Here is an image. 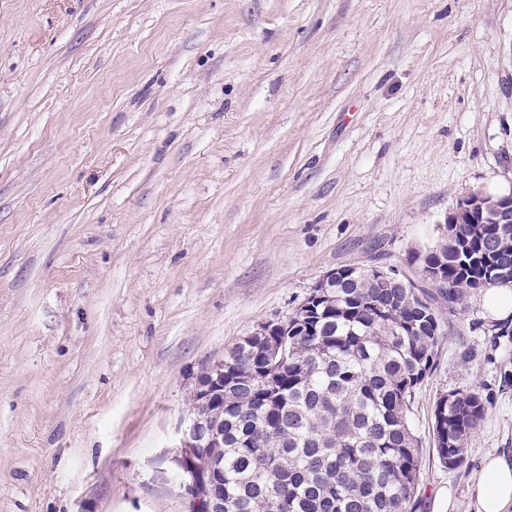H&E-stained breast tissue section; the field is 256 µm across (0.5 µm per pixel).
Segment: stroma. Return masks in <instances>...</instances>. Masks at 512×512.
I'll list each match as a JSON object with an SVG mask.
<instances>
[{
  "label": "stroma",
  "mask_w": 512,
  "mask_h": 512,
  "mask_svg": "<svg viewBox=\"0 0 512 512\" xmlns=\"http://www.w3.org/2000/svg\"><path fill=\"white\" fill-rule=\"evenodd\" d=\"M512 193V0H0V512H188L200 376L327 271L407 268ZM470 290L411 426L412 512L512 456V335ZM487 415L451 471L435 404Z\"/></svg>",
  "instance_id": "obj_1"
}]
</instances>
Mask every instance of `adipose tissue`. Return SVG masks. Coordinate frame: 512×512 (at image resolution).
I'll list each match as a JSON object with an SVG mask.
<instances>
[{
	"label": "adipose tissue",
	"mask_w": 512,
	"mask_h": 512,
	"mask_svg": "<svg viewBox=\"0 0 512 512\" xmlns=\"http://www.w3.org/2000/svg\"><path fill=\"white\" fill-rule=\"evenodd\" d=\"M472 512H512V459L492 455L472 487Z\"/></svg>",
	"instance_id": "adipose-tissue-1"
}]
</instances>
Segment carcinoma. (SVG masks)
<instances>
[{
    "mask_svg": "<svg viewBox=\"0 0 512 512\" xmlns=\"http://www.w3.org/2000/svg\"><path fill=\"white\" fill-rule=\"evenodd\" d=\"M453 229L424 251L425 263L446 265L431 287L382 285L370 266H343L313 307L288 316V337L232 347L224 388L196 395L213 440L191 464L218 482L216 512H412L422 472L409 413L444 312L471 289L512 285V224ZM486 413L475 390L438 399L433 443L445 467L463 466Z\"/></svg>",
    "mask_w": 512,
    "mask_h": 512,
    "instance_id": "obj_1",
    "label": "carcinoma"
}]
</instances>
